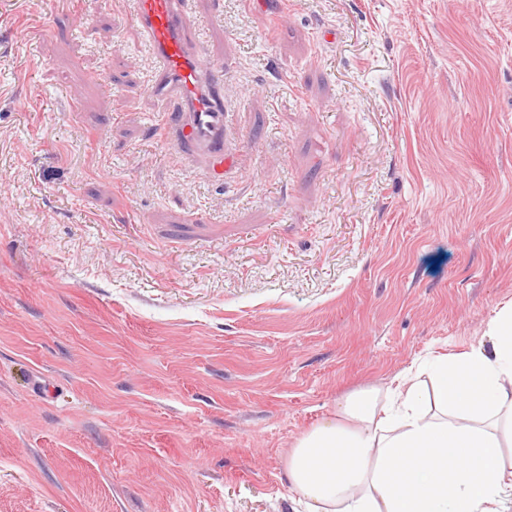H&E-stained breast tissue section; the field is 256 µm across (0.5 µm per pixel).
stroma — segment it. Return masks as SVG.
<instances>
[{
    "mask_svg": "<svg viewBox=\"0 0 512 512\" xmlns=\"http://www.w3.org/2000/svg\"><path fill=\"white\" fill-rule=\"evenodd\" d=\"M197 2L220 184L125 0H0V512H304L294 441L512 304V0Z\"/></svg>",
    "mask_w": 512,
    "mask_h": 512,
    "instance_id": "1",
    "label": "stroma"
}]
</instances>
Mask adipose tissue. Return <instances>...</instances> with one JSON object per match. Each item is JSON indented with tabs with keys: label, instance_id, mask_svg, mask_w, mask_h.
<instances>
[{
	"label": "adipose tissue",
	"instance_id": "obj_1",
	"mask_svg": "<svg viewBox=\"0 0 512 512\" xmlns=\"http://www.w3.org/2000/svg\"><path fill=\"white\" fill-rule=\"evenodd\" d=\"M473 346L364 386L288 452L307 512H512V304Z\"/></svg>",
	"mask_w": 512,
	"mask_h": 512
}]
</instances>
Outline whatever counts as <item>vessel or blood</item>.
Instances as JSON below:
<instances>
[{"label": "vessel or blood", "mask_w": 512, "mask_h": 512, "mask_svg": "<svg viewBox=\"0 0 512 512\" xmlns=\"http://www.w3.org/2000/svg\"><path fill=\"white\" fill-rule=\"evenodd\" d=\"M136 28L154 61L151 94L169 104L167 140L190 162L223 178L224 74L202 47L190 0H131Z\"/></svg>", "instance_id": "1"}]
</instances>
